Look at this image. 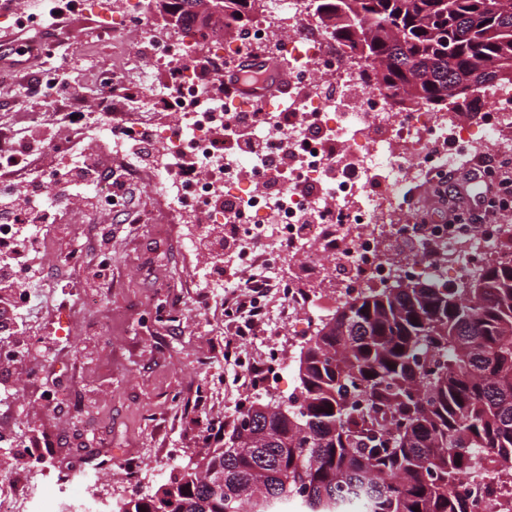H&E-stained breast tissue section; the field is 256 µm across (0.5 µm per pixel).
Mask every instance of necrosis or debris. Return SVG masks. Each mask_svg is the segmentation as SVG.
<instances>
[{
    "mask_svg": "<svg viewBox=\"0 0 512 512\" xmlns=\"http://www.w3.org/2000/svg\"><path fill=\"white\" fill-rule=\"evenodd\" d=\"M70 12L97 14L103 31L134 27L139 54L149 70L128 84L122 101L95 112L70 104L76 123L58 130L56 148L64 167L77 164L76 144L85 136L106 137L112 153L126 160L133 141L157 145L160 167L129 164L128 180L146 183L161 200L169 226L191 222L198 210L212 224L226 225L238 247L240 270L265 279L290 308H318L346 299L367 285L428 277L462 285L474 266L503 255L512 223L429 224L418 253L386 255L385 238L410 237L412 218L397 203L404 183L455 168L488 154L512 158V82L485 90L488 104L475 121L454 109L411 111L396 107L377 84L363 82L356 55L336 62V44L311 0H265L260 14L236 42L213 35L191 43L164 35L153 22V0H59ZM279 44L288 69V98L246 101L222 89L211 61L232 67L239 57ZM165 112L172 125L129 120L131 112ZM244 126L270 143L265 153L243 159L222 127ZM194 163V174L183 172ZM326 268L348 265L344 281L327 280L310 293L283 282L286 254Z\"/></svg>",
    "mask_w": 512,
    "mask_h": 512,
    "instance_id": "1",
    "label": "necrosis or debris"
}]
</instances>
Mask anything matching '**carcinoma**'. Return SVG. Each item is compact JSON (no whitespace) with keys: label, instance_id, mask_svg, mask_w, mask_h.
<instances>
[{"label":"carcinoma","instance_id":"1","mask_svg":"<svg viewBox=\"0 0 512 512\" xmlns=\"http://www.w3.org/2000/svg\"><path fill=\"white\" fill-rule=\"evenodd\" d=\"M493 42L468 33L472 0H317L338 47L386 92L446 107L439 85L478 59L472 94L512 75V0H486ZM370 288L300 346L296 392L246 408L224 446L184 464L156 495L112 512H469L457 482L512 464V259L461 288L428 279ZM224 493H212L213 473Z\"/></svg>","mask_w":512,"mask_h":512}]
</instances>
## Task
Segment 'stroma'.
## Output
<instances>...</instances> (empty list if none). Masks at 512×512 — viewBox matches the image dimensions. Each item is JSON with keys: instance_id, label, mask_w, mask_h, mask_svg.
<instances>
[{"instance_id": "1", "label": "stroma", "mask_w": 512, "mask_h": 512, "mask_svg": "<svg viewBox=\"0 0 512 512\" xmlns=\"http://www.w3.org/2000/svg\"><path fill=\"white\" fill-rule=\"evenodd\" d=\"M54 36L65 51L58 78L75 86L89 109H99L105 96L121 97L124 83L132 79L135 31L106 40L91 23L67 19ZM103 68L120 78L112 89L97 82ZM41 69L40 60L31 58L11 67L10 81L0 82V128L27 130L41 141L46 166L55 168L61 156L49 136L69 102L58 98L54 88L41 86ZM135 214L145 216V223H131ZM66 217L42 259L47 283L60 278L84 282L98 254L90 230L107 222L114 228L112 271L106 288L93 294V308L71 310L41 298L27 315L36 339L11 366L0 365V385L13 392L10 409L0 408V434L17 442L13 448L0 447V486L21 491L20 478L29 470L23 458L27 452L57 462L108 449L143 454L145 467L137 483H129L118 464L107 474L85 478L100 512H110L116 501L154 492L203 447L222 446L223 434L213 433L205 442L203 432L216 419L233 424L239 404H251L255 396L242 391L238 370L224 355L223 295L200 297L215 257L184 245L187 236L206 229V222L159 234L158 202L139 183L129 186L122 218L80 206ZM152 295L166 297L183 312V320L150 322L144 301ZM219 373L223 397L196 402L192 387ZM50 392L56 393L55 402H47ZM172 448L178 456H169Z\"/></svg>"}]
</instances>
